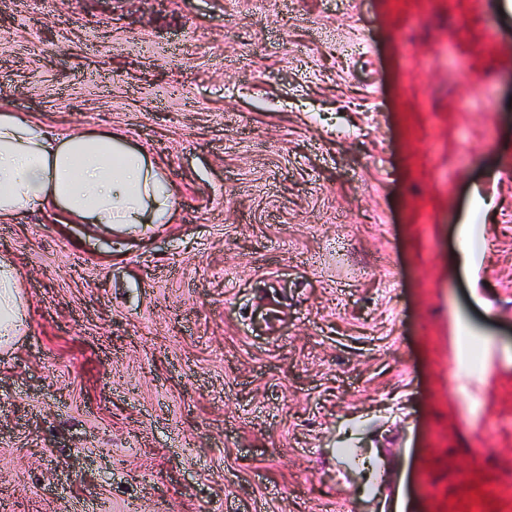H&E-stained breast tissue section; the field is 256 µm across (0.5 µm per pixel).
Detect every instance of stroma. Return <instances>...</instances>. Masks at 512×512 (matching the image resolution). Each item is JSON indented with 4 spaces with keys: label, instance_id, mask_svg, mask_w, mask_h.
I'll return each mask as SVG.
<instances>
[{
    "label": "stroma",
    "instance_id": "obj_1",
    "mask_svg": "<svg viewBox=\"0 0 512 512\" xmlns=\"http://www.w3.org/2000/svg\"><path fill=\"white\" fill-rule=\"evenodd\" d=\"M0 109L124 134L180 190L169 224L0 222V512H464L512 474V14L0 0ZM472 235L473 227L471 224H464L461 226L459 231V248L450 259V265L452 268L457 269L460 266L468 268L474 263L476 255L479 253L476 250L479 247L475 246ZM19 272L12 260L0 255V349H14L25 335V300Z\"/></svg>",
    "mask_w": 512,
    "mask_h": 512
}]
</instances>
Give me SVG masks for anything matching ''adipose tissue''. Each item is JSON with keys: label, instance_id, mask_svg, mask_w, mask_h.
<instances>
[{"label": "adipose tissue", "instance_id": "ef3b65f1", "mask_svg": "<svg viewBox=\"0 0 512 512\" xmlns=\"http://www.w3.org/2000/svg\"><path fill=\"white\" fill-rule=\"evenodd\" d=\"M176 202L174 185L124 135H60L21 113L0 111V221L54 208L68 223L109 231L169 223ZM25 328L19 272L1 254L0 349L16 348Z\"/></svg>", "mask_w": 512, "mask_h": 512}]
</instances>
